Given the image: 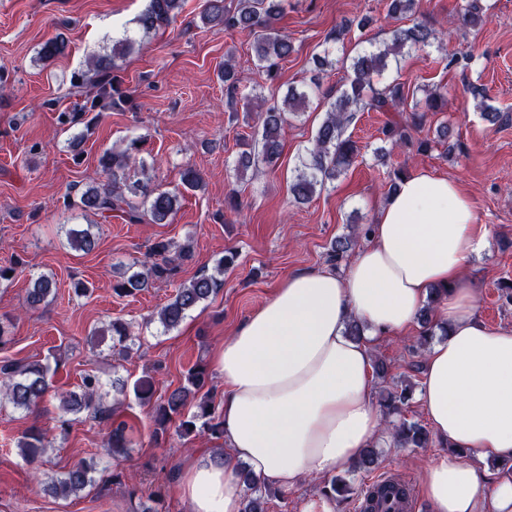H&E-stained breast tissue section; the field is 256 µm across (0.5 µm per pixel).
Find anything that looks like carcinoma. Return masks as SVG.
<instances>
[{
    "label": "carcinoma",
    "mask_w": 512,
    "mask_h": 512,
    "mask_svg": "<svg viewBox=\"0 0 512 512\" xmlns=\"http://www.w3.org/2000/svg\"><path fill=\"white\" fill-rule=\"evenodd\" d=\"M183 0H149L147 9L138 17L137 23L143 34L148 35L169 26L179 15ZM388 15L400 17L409 24L392 31L391 38L373 44L368 49L352 54L337 56L328 49L313 58L316 70L341 69L344 83L336 96L327 102L326 116L304 156L295 166V174L289 191L297 204L310 202L324 190L326 184L346 171L360 155L357 143L346 134L356 113L363 111L388 112L390 117L382 129L384 139L392 146L411 142V131L417 130L427 121L428 115L443 112L447 108L448 95L441 86L426 90L425 101L407 104L409 93L405 86L386 75L399 73L406 54L412 50L430 48L438 43L432 28L417 17V0H387ZM284 0H237L235 9L226 8L224 0H206L201 13V22L212 29L246 31L252 36L255 67L262 82H274L278 75L279 63L294 51L290 37L276 27V21L284 13ZM460 17L465 26L477 27L488 21L487 8L482 0H461ZM373 22L369 16L356 17L345 21L331 30L324 42L344 44L352 29L365 30ZM136 41L125 37L112 44V53L96 55L88 62L92 75H77L71 86L84 96L79 109L58 113L60 124L74 127L83 123L90 112L125 111L129 96L122 87V81L113 75L115 58L125 57L135 50ZM67 41L57 35L44 42L38 57L43 61L52 60L65 54ZM224 81L228 104H237L240 78L231 61L224 62L219 72ZM309 102V91L294 86L288 88L281 104H273L256 110L259 125L251 138L240 142L236 168L240 173L252 171L257 175L273 166L281 155V132L288 115L297 116L305 112ZM452 136V129L442 125L437 130V140L420 139L418 153H425L430 144L445 145ZM145 139H128L123 147L105 152L99 159V166L106 180L95 182L84 189L76 190L77 201L66 197L65 206L78 205L83 211L96 216L108 217L117 211L126 214L132 223H139L143 216H149L154 224H165L180 208L181 192L167 189L155 181L153 166L143 157ZM94 225L87 224L66 230L69 247L75 251L89 253L96 247ZM371 226L358 228L353 233L338 237L331 244L328 261L337 266L356 244V238L367 236ZM191 246H177L170 239L154 241L145 254V260L137 262L141 270L122 277L112 284V290L119 296H129L136 291L152 287L157 280L175 284V295L158 312V321L163 330L169 332L178 328L189 313L217 295L224 287V272L236 261V252L228 250L214 267V272L202 273L188 282L175 283L180 262L189 258ZM56 282L48 275L34 279L32 288L25 297L26 305L35 309L55 294ZM116 338L112 352L127 356L134 349L139 335L133 326L120 319L110 321L106 328L94 332L95 336L105 334ZM208 372L201 365L188 370L186 383L165 391L155 397V384L150 378L138 380L133 391L143 404L153 405L155 432L164 433L169 428L182 437L208 434L211 439L222 436V423L216 415L210 393L205 391ZM106 382L94 371L87 372L81 379L80 392L58 394L59 408L64 414H86L87 417L103 423L109 429L106 454L115 457L126 453L128 448V423L115 418L120 399L109 405L105 398ZM0 392L20 410L38 409L52 392L49 366L40 363L18 366L11 362L0 365ZM412 397V385H398L381 393L380 406L389 417L398 416L392 424L394 443L402 448H424L431 441L428 428L417 422L401 417L403 407ZM51 442L39 430L26 432L18 443L23 459L35 466ZM240 478L246 484L242 512H266V491L258 487L245 472ZM95 482L93 469L82 462L70 467L54 481L49 490L63 496L77 495Z\"/></svg>",
    "instance_id": "obj_1"
}]
</instances>
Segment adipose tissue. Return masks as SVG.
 <instances>
[{
	"mask_svg": "<svg viewBox=\"0 0 512 512\" xmlns=\"http://www.w3.org/2000/svg\"><path fill=\"white\" fill-rule=\"evenodd\" d=\"M489 234L456 180L419 172L385 200L343 273L288 276L215 354L222 449L197 451L179 471L189 512H242L240 463L258 485L289 489L378 446L386 417L370 338L409 330L433 288V318L448 334L426 351L418 399L449 449L428 465L420 495L430 512H512V477L483 467L512 459V329L482 323L464 276ZM353 318L370 338L346 336Z\"/></svg>",
	"mask_w": 512,
	"mask_h": 512,
	"instance_id": "1",
	"label": "adipose tissue"
}]
</instances>
